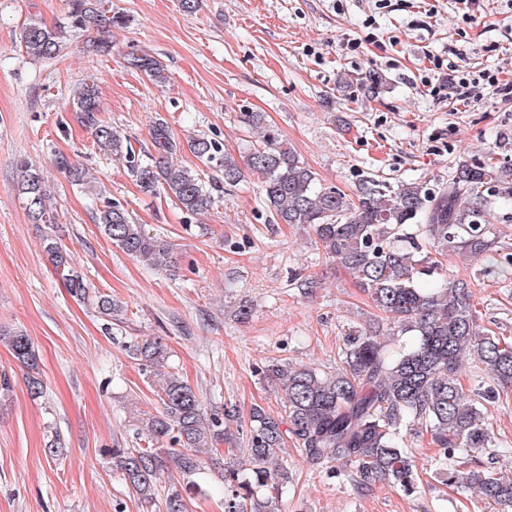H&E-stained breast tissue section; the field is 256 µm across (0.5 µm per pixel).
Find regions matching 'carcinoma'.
<instances>
[{"label": "carcinoma", "mask_w": 512, "mask_h": 512, "mask_svg": "<svg viewBox=\"0 0 512 512\" xmlns=\"http://www.w3.org/2000/svg\"><path fill=\"white\" fill-rule=\"evenodd\" d=\"M127 24V16L112 10L110 0H68L64 25L31 22L22 29L20 45L34 61L54 60L66 49L68 28L87 34ZM126 61L153 85L163 88L170 83L166 66L146 51L133 47ZM73 111L92 131L101 152L126 159L142 191L155 194L160 188L191 215L209 210L215 182L207 183L197 171L173 164L181 147L212 164L228 186L239 183L242 167H247L261 181L274 220L310 228L326 254L347 269L376 308L393 317L397 328L392 339L381 335L378 325L349 332L341 367L334 371L279 361L267 364L263 377L281 387L283 413L274 415L259 405L251 409L245 448L249 467L242 472L224 468L216 448L226 440L224 423L236 419L234 406H225L222 417L209 411L200 392L180 374L166 370L168 349L161 341L145 339L130 345L131 357L160 377L155 389L162 410L141 419L146 447L115 445L103 453L112 456L140 501L156 504V481L164 471L176 469L199 490L193 476L205 469L222 470L225 512H278L288 471L279 463L277 451L290 442L312 463L352 467L361 490L391 480L412 494L417 489L415 464L401 429L417 424L439 448L448 483L476 491L499 512H512V479L493 474L472 458L460 460L488 447L492 437L486 406L490 395L480 388L464 391L459 379L466 359L501 390L511 391L512 344L480 329L467 281L451 276L433 279L439 258L450 252L488 258L487 274L500 270V255L512 265L505 233L489 221L492 200L512 199V169L492 157L460 162L447 183L432 187L417 180L366 177L351 196L322 184L257 112L246 114L258 140L242 166L213 138L195 136L185 144L176 140L162 117L150 129L154 154L143 158L100 118V91L92 80L75 92ZM55 165L72 182L91 183L86 169L68 157L57 155ZM16 188L35 223H57L43 174L24 159L16 162ZM95 222L121 251L149 262L153 269L175 271L173 245L146 233L120 204L105 201ZM44 248L72 292L86 297L89 288L83 275L67 266L53 236L46 237ZM96 307L109 325L123 312L109 296L97 297ZM0 341L28 370L30 393L42 394L39 355L31 338L19 328H0ZM181 489L178 481L169 484L165 512H188Z\"/></svg>", "instance_id": "1"}]
</instances>
